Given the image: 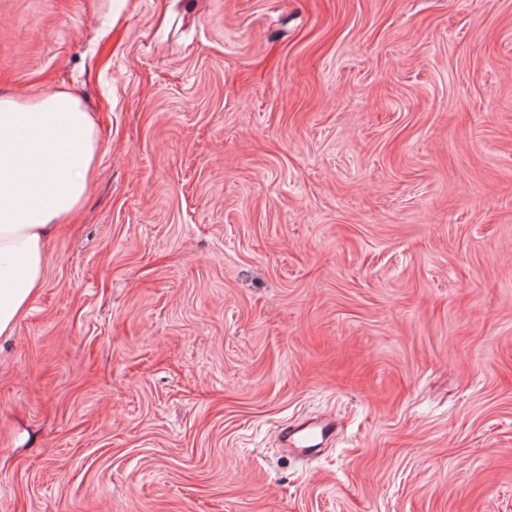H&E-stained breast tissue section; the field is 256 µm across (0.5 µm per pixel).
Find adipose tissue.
Returning <instances> with one entry per match:
<instances>
[{"label": "adipose tissue", "mask_w": 512, "mask_h": 512, "mask_svg": "<svg viewBox=\"0 0 512 512\" xmlns=\"http://www.w3.org/2000/svg\"><path fill=\"white\" fill-rule=\"evenodd\" d=\"M98 134L92 116L66 92L23 104L0 97V337L12 336L44 281L45 246L80 208L93 178Z\"/></svg>", "instance_id": "adipose-tissue-1"}]
</instances>
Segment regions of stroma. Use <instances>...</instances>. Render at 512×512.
Returning <instances> with one entry per match:
<instances>
[{
	"label": "stroma",
	"mask_w": 512,
	"mask_h": 512,
	"mask_svg": "<svg viewBox=\"0 0 512 512\" xmlns=\"http://www.w3.org/2000/svg\"><path fill=\"white\" fill-rule=\"evenodd\" d=\"M58 91L0 512H512V0H0V97ZM338 426L335 415L304 417L281 428L279 444L288 455L305 460L316 452V446L336 437Z\"/></svg>",
	"instance_id": "obj_1"
}]
</instances>
